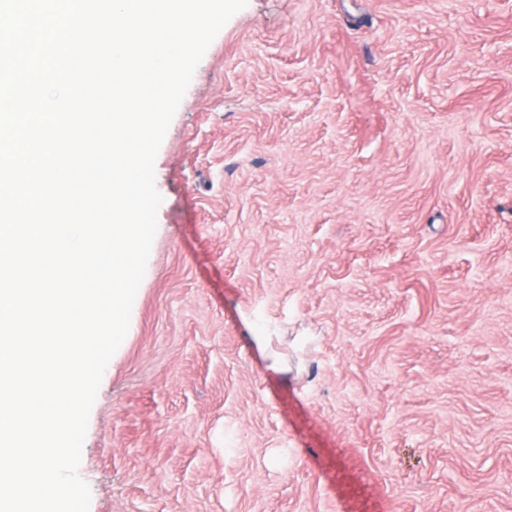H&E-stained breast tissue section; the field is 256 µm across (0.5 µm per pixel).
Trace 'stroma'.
<instances>
[{
    "label": "stroma",
    "mask_w": 512,
    "mask_h": 512,
    "mask_svg": "<svg viewBox=\"0 0 512 512\" xmlns=\"http://www.w3.org/2000/svg\"><path fill=\"white\" fill-rule=\"evenodd\" d=\"M155 172L90 512H512V0H248Z\"/></svg>",
    "instance_id": "stroma-1"
}]
</instances>
